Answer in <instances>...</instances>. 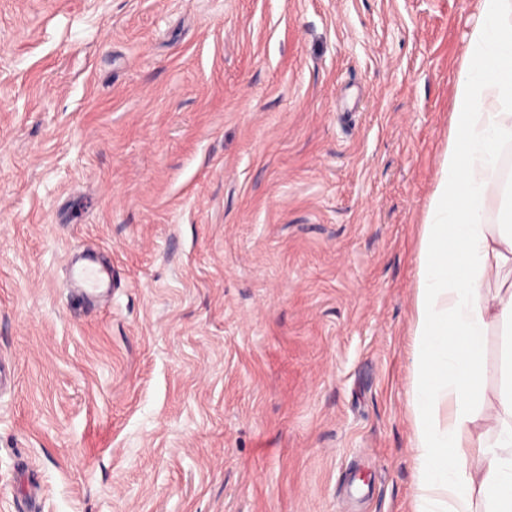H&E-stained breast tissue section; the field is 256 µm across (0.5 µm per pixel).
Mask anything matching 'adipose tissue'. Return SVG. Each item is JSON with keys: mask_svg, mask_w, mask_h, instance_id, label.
<instances>
[{"mask_svg": "<svg viewBox=\"0 0 512 512\" xmlns=\"http://www.w3.org/2000/svg\"><path fill=\"white\" fill-rule=\"evenodd\" d=\"M455 92V122L423 227L413 318L410 406L415 512H512V386L488 393L492 323L512 320V211L490 223L512 144V0H479ZM496 421L464 440L476 407Z\"/></svg>", "mask_w": 512, "mask_h": 512, "instance_id": "1", "label": "adipose tissue"}]
</instances>
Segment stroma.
<instances>
[{"label":"stroma","mask_w":512,"mask_h":512,"mask_svg":"<svg viewBox=\"0 0 512 512\" xmlns=\"http://www.w3.org/2000/svg\"><path fill=\"white\" fill-rule=\"evenodd\" d=\"M477 20L0 0V512H414L418 254ZM86 247L107 298L69 286Z\"/></svg>","instance_id":"stroma-1"}]
</instances>
